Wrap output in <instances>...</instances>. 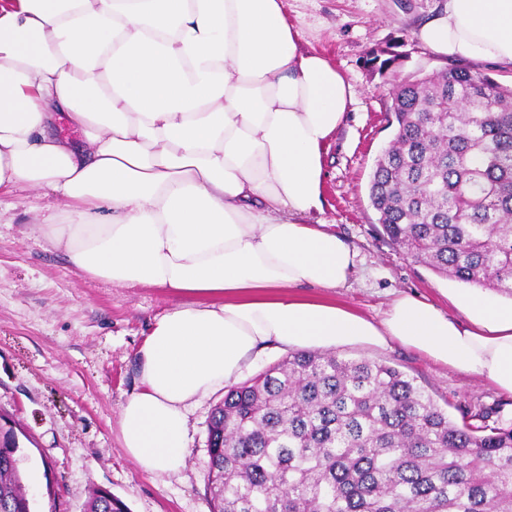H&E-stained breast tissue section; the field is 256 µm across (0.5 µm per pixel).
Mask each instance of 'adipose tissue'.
I'll return each mask as SVG.
<instances>
[{
	"mask_svg": "<svg viewBox=\"0 0 512 512\" xmlns=\"http://www.w3.org/2000/svg\"><path fill=\"white\" fill-rule=\"evenodd\" d=\"M416 37L512 70V0H445ZM355 95L283 0H0V197L44 191L68 215L47 236L74 267L177 296L117 421L143 473H179L189 407L269 347L395 341L512 395V304L492 289L454 316L402 293L377 322L328 299L359 262L315 218ZM60 113L80 142L54 131Z\"/></svg>",
	"mask_w": 512,
	"mask_h": 512,
	"instance_id": "ef3b65f1",
	"label": "adipose tissue"
}]
</instances>
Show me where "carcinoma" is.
Wrapping results in <instances>:
<instances>
[{
    "instance_id": "cac0c4a2",
    "label": "carcinoma",
    "mask_w": 512,
    "mask_h": 512,
    "mask_svg": "<svg viewBox=\"0 0 512 512\" xmlns=\"http://www.w3.org/2000/svg\"><path fill=\"white\" fill-rule=\"evenodd\" d=\"M400 54L365 64L397 73ZM368 199L383 233L448 279L512 297V87L467 64L396 85ZM458 425L398 368L301 350L227 390L208 425L210 512H512V425ZM14 428L0 512H31ZM84 512H127L94 490Z\"/></svg>"
}]
</instances>
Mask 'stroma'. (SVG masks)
Segmentation results:
<instances>
[{
  "instance_id": "1",
  "label": "stroma",
  "mask_w": 512,
  "mask_h": 512,
  "mask_svg": "<svg viewBox=\"0 0 512 512\" xmlns=\"http://www.w3.org/2000/svg\"><path fill=\"white\" fill-rule=\"evenodd\" d=\"M443 4L283 0L304 46L343 72L356 90L325 157L319 218L362 259L350 287L337 290L336 299L375 320L400 293L453 312L447 295L464 288L392 245L368 200L375 160L394 133L387 117L395 78L428 75L447 65L414 36ZM388 46L408 55L394 78L364 64L369 49ZM56 213L51 198L39 191L22 188L0 198V417L17 435L31 512H83L95 488L109 490L129 512H209L207 426L223 392L189 407V457L178 475L140 471L117 429L120 407L137 387L136 351L175 295L165 288L120 287L76 269L38 228ZM335 353L397 366L416 377L453 421L484 413L490 421L512 423L511 397L416 349L395 342L349 343Z\"/></svg>"
}]
</instances>
